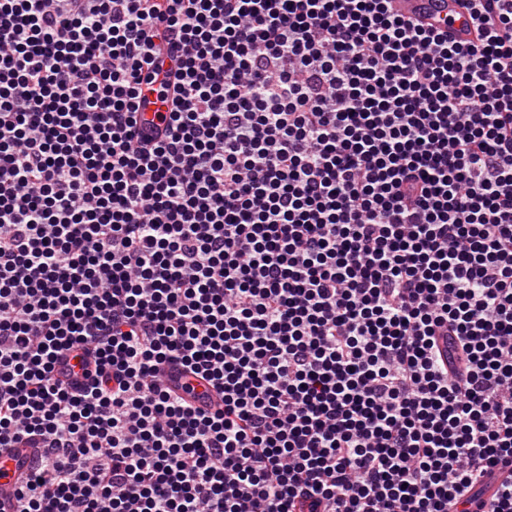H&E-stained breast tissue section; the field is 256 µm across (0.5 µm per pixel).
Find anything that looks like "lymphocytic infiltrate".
Segmentation results:
<instances>
[{
    "label": "lymphocytic infiltrate",
    "instance_id": "obj_1",
    "mask_svg": "<svg viewBox=\"0 0 512 512\" xmlns=\"http://www.w3.org/2000/svg\"><path fill=\"white\" fill-rule=\"evenodd\" d=\"M469 15L0 0L16 512H454L512 466V0ZM392 12L406 21L432 26L452 41L479 44L477 32L468 23L465 0H390ZM162 379L166 386L185 397H192L198 406L215 405L221 401L220 395L207 382L183 373L177 365L167 366ZM187 385L192 389L190 393L185 392L184 387Z\"/></svg>",
    "mask_w": 512,
    "mask_h": 512
}]
</instances>
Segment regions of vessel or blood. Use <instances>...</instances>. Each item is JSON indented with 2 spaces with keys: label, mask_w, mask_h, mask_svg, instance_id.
<instances>
[{
  "label": "vessel or blood",
  "mask_w": 512,
  "mask_h": 512,
  "mask_svg": "<svg viewBox=\"0 0 512 512\" xmlns=\"http://www.w3.org/2000/svg\"><path fill=\"white\" fill-rule=\"evenodd\" d=\"M394 14L404 20L435 28L450 40L478 44V35L468 22L465 0H391ZM162 379L166 386L176 390L190 389L196 405H214L220 395L205 381L183 373L177 365L166 367ZM34 449L18 448L12 455H0V512H15V492L18 480L27 470Z\"/></svg>",
  "instance_id": "1"
}]
</instances>
